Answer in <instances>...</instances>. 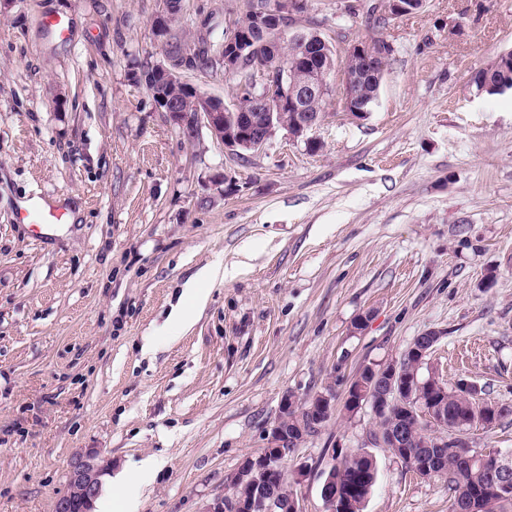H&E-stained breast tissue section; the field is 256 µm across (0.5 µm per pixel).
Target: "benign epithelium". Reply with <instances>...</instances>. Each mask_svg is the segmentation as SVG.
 I'll list each match as a JSON object with an SVG mask.
<instances>
[{"label": "benign epithelium", "mask_w": 512, "mask_h": 512, "mask_svg": "<svg viewBox=\"0 0 512 512\" xmlns=\"http://www.w3.org/2000/svg\"><path fill=\"white\" fill-rule=\"evenodd\" d=\"M378 12L384 17H396L419 10L415 0H379ZM306 9V0H273L267 8L255 17L252 32L232 28L227 31L225 41L219 47L224 64V74L234 75L240 66L244 47L261 39L266 48V58L256 61L255 83L260 86L256 95L255 108L251 112H240L224 104L218 98L202 94L189 86L182 78L181 66L166 59L151 67L146 84L156 102L172 115L183 134L194 136L205 128L210 135L221 142L234 154L245 155L263 150L276 133L284 130L293 138H301L321 121V117L307 111V102L313 96L324 95L331 88L336 76H341L338 94L344 112L354 119L366 117L367 110L356 106L357 90L366 76L371 74L377 82L386 77L385 66L374 70L365 49L375 45L381 47L380 61H385L389 51L382 47L383 41H358L345 48L344 59H339L328 50L325 39L315 31L299 30L292 27L294 16ZM180 12L179 0H164V10L153 22L155 34L166 37L170 23ZM298 46L305 61L302 80L289 87L270 82L269 62L280 60L279 47L283 42ZM355 60L361 64L356 71H350L346 61ZM181 86L194 101L193 109H186L182 102L170 95V89ZM288 110L294 113V121L284 126L280 113ZM429 339H421L413 346L419 361L426 360L433 351L439 335L427 332ZM454 388L472 397V408L468 419L459 420L455 427H448V420L437 406V394L444 385L436 374L431 373L422 381L404 377L397 364L389 362L380 369L366 366L352 379L346 391V405L358 411L364 406L371 407L374 417L387 416L394 407L407 410L413 408L419 420L427 424L434 438L432 446L443 447V441L450 440L454 447L463 448L475 460L489 463L493 467L495 492L501 500L512 499V452L503 454L485 448L473 447L467 441L469 428L479 425L489 428L506 414L503 406L479 397L478 388L465 380H459ZM308 418L300 420L289 429L282 424L288 411L295 409L296 397L287 393L282 397L278 416L267 432V446L255 455H249L240 463V478L252 487L248 499H236L233 512H303L297 493L283 499L277 494L282 482L288 456L292 450L308 439L311 430H318L335 414V395L331 392H317L310 397ZM112 459L97 450H88L76 455L70 464L68 490L55 504V512H71L72 504L78 503L80 512H94V505L102 488L104 467ZM481 496L471 491L457 497L456 512H479Z\"/></svg>", "instance_id": "7a95c632"}]
</instances>
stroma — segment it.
<instances>
[{
	"mask_svg": "<svg viewBox=\"0 0 512 512\" xmlns=\"http://www.w3.org/2000/svg\"><path fill=\"white\" fill-rule=\"evenodd\" d=\"M357 3L308 13L335 49L390 45L371 112L331 97L318 150L281 133L242 159L183 135L146 87L163 0H0V512H53L91 448L112 459L102 495L155 458L138 512H201L284 394L328 387L335 414L288 460L311 469L303 512H325L334 457L360 449L378 469L364 512H449L445 480L343 403L432 330L427 370L512 407V90L468 83L512 51V0H425L380 26ZM244 9L184 0L172 29L217 43ZM29 200L64 210L65 233L35 238Z\"/></svg>",
	"mask_w": 512,
	"mask_h": 512,
	"instance_id": "stroma-1",
	"label": "stroma"
}]
</instances>
